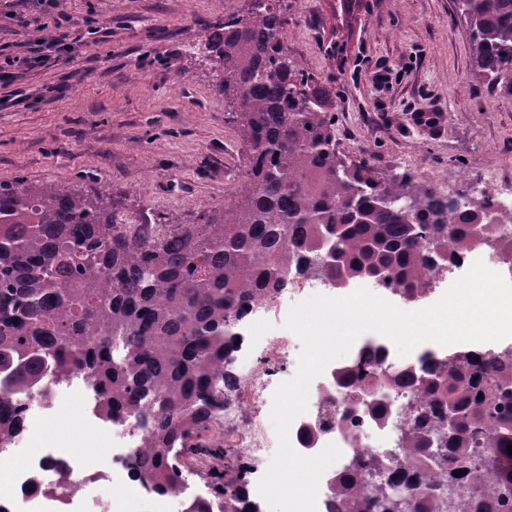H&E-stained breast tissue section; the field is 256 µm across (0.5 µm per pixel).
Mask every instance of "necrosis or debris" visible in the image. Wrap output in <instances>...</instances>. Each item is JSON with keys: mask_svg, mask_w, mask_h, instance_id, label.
I'll return each mask as SVG.
<instances>
[{"mask_svg": "<svg viewBox=\"0 0 512 512\" xmlns=\"http://www.w3.org/2000/svg\"><path fill=\"white\" fill-rule=\"evenodd\" d=\"M379 347L385 351L386 365L394 369L417 363L426 352L425 347L419 346L410 355L402 357L395 344L386 336L362 335L355 340L347 359L351 362L361 358L373 360L374 352ZM293 352L292 337L271 338L263 349L265 372H258L249 365L238 366L243 396L248 403L257 407L268 405L270 379L278 373L283 358ZM335 369V364H328L318 375L308 391L305 412L293 421L289 431L292 447L302 456H316L331 443L341 452L339 459L319 479L317 512H333L334 500L327 482L340 474L349 461L364 457L384 462L393 456L406 455L402 437L414 402L410 390L376 385L352 399L354 414L352 418H344L342 411L343 402L347 398L346 391L336 386L333 379ZM376 403L385 408V416L379 421L369 414L371 405ZM320 414L327 419L326 428L311 443H304L303 428ZM100 431L103 436L112 439L111 445L103 449L110 461L109 468H85L64 448L46 450L13 472L7 490L0 494V507L5 512H11L13 505L21 500L27 504L28 512H75L76 503L89 489L109 482L118 489L119 498L123 502L130 504L148 500L153 503L155 512H169L170 497L145 488L135 477L136 460L144 439V432L137 420L131 418L110 427L104 425ZM60 470L70 472L76 484L75 490L64 497L54 496L49 491L51 475Z\"/></svg>", "mask_w": 512, "mask_h": 512, "instance_id": "1", "label": "necrosis or debris"}]
</instances>
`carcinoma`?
I'll return each mask as SVG.
<instances>
[{
    "instance_id": "1",
    "label": "carcinoma",
    "mask_w": 512,
    "mask_h": 512,
    "mask_svg": "<svg viewBox=\"0 0 512 512\" xmlns=\"http://www.w3.org/2000/svg\"><path fill=\"white\" fill-rule=\"evenodd\" d=\"M455 2L483 78L512 83V0ZM286 24L280 4L248 0L246 13L224 14L191 44L247 147L248 184L223 207L190 224L160 213L129 222L105 185L85 193L0 181V457L23 438L31 405L48 398L45 384L83 374L103 420L142 418V485L181 496L195 457L210 496L185 500L184 512H245L247 468L210 464L229 452L222 420L239 388L233 362L244 319L311 270L419 299L439 263L460 265L493 234L504 208L488 199L466 201L366 161L340 167L335 117L289 58ZM381 357L380 348L368 369L338 368L337 383L413 390L404 447L435 451L445 466L429 476L391 459L370 508L432 512L452 481L467 487L473 512H497L491 482L512 486V347L429 354L398 370L377 368ZM480 445L491 452L477 465ZM375 467L359 462L336 477L337 512H359L358 489Z\"/></svg>"
}]
</instances>
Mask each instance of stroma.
Listing matches in <instances>:
<instances>
[{
	"label": "stroma",
	"mask_w": 512,
	"mask_h": 512,
	"mask_svg": "<svg viewBox=\"0 0 512 512\" xmlns=\"http://www.w3.org/2000/svg\"><path fill=\"white\" fill-rule=\"evenodd\" d=\"M290 58L313 76L336 117L342 158L381 173L414 174L476 200L488 172L512 174V84L479 76L454 0H284ZM246 0H65L69 49L0 79V181L82 190L96 175L130 215L186 224L244 188L246 148L224 117L215 75L186 43ZM35 0H0V47L23 55L36 34L19 13ZM387 69L385 85L374 74ZM439 121L423 126L417 114ZM95 426L77 410L36 416L0 461V481L42 449H70L105 467Z\"/></svg>",
	"instance_id": "1"
}]
</instances>
